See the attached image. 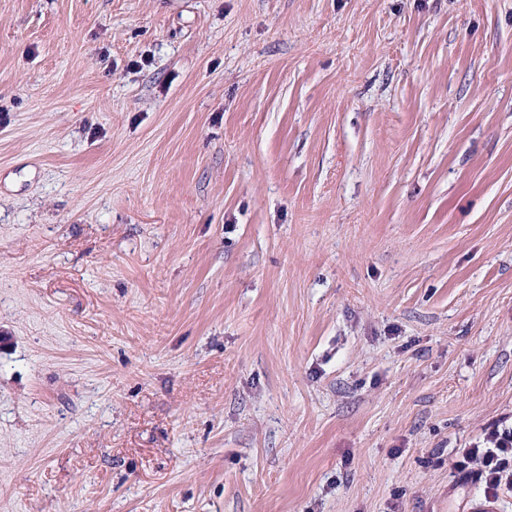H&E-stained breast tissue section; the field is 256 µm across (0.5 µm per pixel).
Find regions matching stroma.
I'll return each mask as SVG.
<instances>
[{"mask_svg":"<svg viewBox=\"0 0 512 512\" xmlns=\"http://www.w3.org/2000/svg\"><path fill=\"white\" fill-rule=\"evenodd\" d=\"M0 512H512V0H0ZM455 466L460 471L468 469L467 476L481 483L488 496H496L503 486L511 488L512 426L493 424L486 428L472 448H462V460Z\"/></svg>","mask_w":512,"mask_h":512,"instance_id":"35a3bbf8","label":"stroma"}]
</instances>
